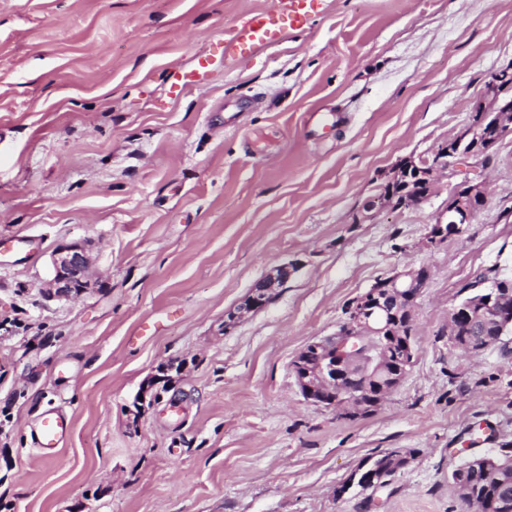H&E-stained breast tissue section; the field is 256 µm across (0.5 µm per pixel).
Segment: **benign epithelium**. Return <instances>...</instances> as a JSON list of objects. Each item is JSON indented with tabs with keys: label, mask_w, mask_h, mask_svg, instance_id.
Segmentation results:
<instances>
[{
	"label": "benign epithelium",
	"mask_w": 512,
	"mask_h": 512,
	"mask_svg": "<svg viewBox=\"0 0 512 512\" xmlns=\"http://www.w3.org/2000/svg\"><path fill=\"white\" fill-rule=\"evenodd\" d=\"M511 76L509 68L494 73L489 84L493 96L476 104L473 122L448 139L432 159L412 160L397 167L382 192L365 204V211L372 212L381 204L399 208L418 205L425 197L418 193L414 183L425 180L431 185L436 171L450 169L462 179L448 197L446 217L439 218L432 226L428 239L433 244L460 235L464 226L471 223L487 202L485 184L470 177L469 169L470 160L485 152L482 142L488 116L496 117L501 135L512 133V102L503 100L498 91V87ZM295 269V264L287 263L265 274L245 295L236 311L227 314L224 326L246 314L262 310L273 298L276 288L282 286ZM429 276L426 267L396 273L372 286L347 307L346 318L334 335L311 342L292 360L291 373L302 396L346 415L364 411L370 398L381 403L396 389L413 365L418 349L414 338L398 333L395 322L402 315L410 317L414 314L416 301ZM50 284L55 295L69 298L78 297L90 288L89 257L85 246L71 243L55 251ZM500 295V291L493 289L481 303L468 308H453L450 317L456 345L467 346L474 352L481 350V347L458 338L457 323L463 318L487 322L503 316L499 310ZM370 337L378 338L374 348L347 351L350 340ZM165 380L167 376L157 375L145 382L139 390L140 399L136 400V405L153 404L154 387ZM390 459L392 465L389 469L381 464L372 467L370 462H365L340 492L344 493L358 483L371 487L386 485L387 478L404 467L406 455L402 450H392ZM467 466L485 471L490 468L512 470V450L505 448L492 455H472L467 459Z\"/></svg>",
	"instance_id": "benign-epithelium-1"
}]
</instances>
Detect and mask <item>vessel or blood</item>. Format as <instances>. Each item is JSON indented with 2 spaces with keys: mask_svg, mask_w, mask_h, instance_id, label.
<instances>
[{
  "mask_svg": "<svg viewBox=\"0 0 512 512\" xmlns=\"http://www.w3.org/2000/svg\"><path fill=\"white\" fill-rule=\"evenodd\" d=\"M325 9V0H273L271 5L250 11L243 21L224 36V52L220 64L240 63L245 52L274 46L287 41L292 31L307 26L313 17ZM211 62H204L186 75L184 80L171 83L167 93L180 98L185 90L205 82ZM72 431V418L59 407H48L28 426L34 457L43 463L55 461Z\"/></svg>",
  "mask_w": 512,
  "mask_h": 512,
  "instance_id": "obj_1",
  "label": "vessel or blood"
}]
</instances>
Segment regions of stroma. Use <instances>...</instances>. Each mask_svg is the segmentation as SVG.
<instances>
[{
    "instance_id": "1",
    "label": "stroma",
    "mask_w": 512,
    "mask_h": 512,
    "mask_svg": "<svg viewBox=\"0 0 512 512\" xmlns=\"http://www.w3.org/2000/svg\"><path fill=\"white\" fill-rule=\"evenodd\" d=\"M273 0H0V512H465L451 473L512 441V331L478 354L448 315L512 274V134L474 160L487 203L428 245L458 181L363 219L404 158H431L512 65V0H327L287 43L166 88ZM84 244L94 288L47 297ZM297 270L225 326L273 266ZM427 266L418 355L371 415L301 395L290 363L378 280ZM172 384L138 409L143 382ZM61 406L57 461L28 423ZM413 450L379 489L368 458ZM388 454H390V459L393 461L391 469L385 468L383 464L369 467L372 460H367L360 469L349 478L347 482L348 487H352L354 484L358 483L367 484L371 487H382L386 485L388 482L387 478L403 468L405 465L403 460L407 458L403 450H392L389 451ZM369 486H362L361 488H370Z\"/></svg>"
}]
</instances>
